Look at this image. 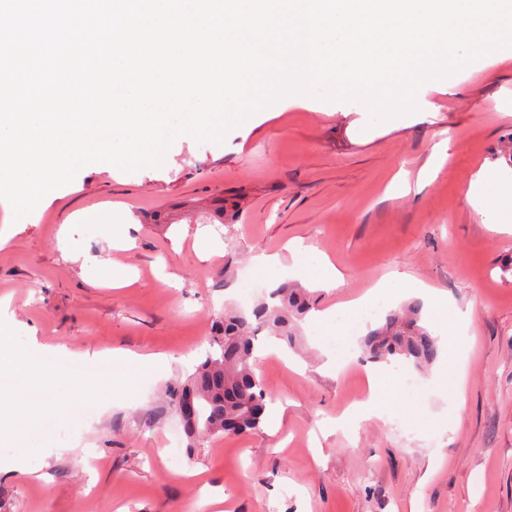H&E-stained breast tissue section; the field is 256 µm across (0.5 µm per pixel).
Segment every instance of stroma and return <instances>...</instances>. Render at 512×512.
<instances>
[{
	"label": "stroma",
	"mask_w": 512,
	"mask_h": 512,
	"mask_svg": "<svg viewBox=\"0 0 512 512\" xmlns=\"http://www.w3.org/2000/svg\"><path fill=\"white\" fill-rule=\"evenodd\" d=\"M425 113L371 123L358 102L262 112L223 143L177 138L162 166L93 163L46 195L32 217L0 207V298L41 343L166 358L124 400L86 409L46 442L35 473L0 474V512H512V235L490 231L465 197L481 169L512 170V56L461 69L428 94ZM446 143L438 170L423 174ZM239 197L228 222L214 214ZM128 243L112 246V226ZM217 246L207 259L198 232ZM314 246L342 278L312 288L315 309L363 295L385 275L419 281L471 306L459 419L440 389L405 418H336L366 394L359 357L326 367L307 321L294 347L270 346L255 372L282 415L263 434L168 439L181 419L169 387L210 349L225 306L248 309L251 259ZM107 257L135 281L89 280L83 256ZM100 463L88 465L89 452Z\"/></svg>",
	"instance_id": "35a3bbf8"
}]
</instances>
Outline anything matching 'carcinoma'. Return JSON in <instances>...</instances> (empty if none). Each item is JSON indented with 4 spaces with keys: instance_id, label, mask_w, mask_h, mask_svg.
I'll use <instances>...</instances> for the list:
<instances>
[{
    "instance_id": "carcinoma-1",
    "label": "carcinoma",
    "mask_w": 512,
    "mask_h": 512,
    "mask_svg": "<svg viewBox=\"0 0 512 512\" xmlns=\"http://www.w3.org/2000/svg\"><path fill=\"white\" fill-rule=\"evenodd\" d=\"M274 303L263 300L251 312L226 313L212 350L196 365L186 384L169 390L172 401L188 398L192 411L181 416L190 436L207 439L247 436L263 432L267 393L257 378L251 358L256 337L268 335L292 343L297 319L309 309L302 288L281 287L270 293ZM367 361L403 363L423 372L437 361L438 339L422 321V304L412 300L388 311L360 340Z\"/></svg>"
}]
</instances>
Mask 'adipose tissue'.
Returning <instances> with one entry per match:
<instances>
[{"label":"adipose tissue","mask_w":512,"mask_h":512,"mask_svg":"<svg viewBox=\"0 0 512 512\" xmlns=\"http://www.w3.org/2000/svg\"><path fill=\"white\" fill-rule=\"evenodd\" d=\"M467 195L483 223L493 230L512 233V178L508 179L488 171H479L469 183ZM295 260L291 268L293 275L305 282L322 288L335 287L339 273L330 261L314 248H302L294 243L289 247ZM396 280L382 278L375 287L361 298L326 311H315L310 315L323 353L331 367L342 368L350 359L355 339L365 328L363 314L377 302L392 297ZM409 292L424 301L436 335L441 336L447 347L457 346L466 336L471 323V311L459 308L447 292L431 288L414 281L408 283ZM367 380L370 397L363 405L347 411L343 419L347 422L370 418L390 419L407 415L412 405L404 397L400 375L386 364L368 368Z\"/></svg>","instance_id":"ef3b65f1"}]
</instances>
